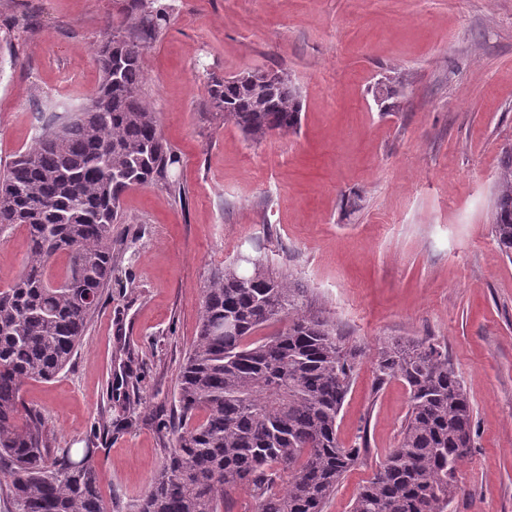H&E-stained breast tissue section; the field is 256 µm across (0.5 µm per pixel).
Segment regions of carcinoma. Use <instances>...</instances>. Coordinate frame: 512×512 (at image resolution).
Returning a JSON list of instances; mask_svg holds the SVG:
<instances>
[{
  "label": "carcinoma",
  "instance_id": "obj_1",
  "mask_svg": "<svg viewBox=\"0 0 512 512\" xmlns=\"http://www.w3.org/2000/svg\"><path fill=\"white\" fill-rule=\"evenodd\" d=\"M166 0H122L97 46L96 95L0 172V234L22 227L26 258L0 289V477L11 512H112L100 492L94 449L49 445L48 420L21 389L70 362L112 280V225L124 194L176 186L180 158L144 99L142 57L170 24ZM256 84L208 74L210 107L250 142L300 123L289 80ZM493 230L512 259V154L497 181ZM236 323L224 332V320ZM273 328L263 336L258 332ZM328 318L284 274L234 263L203 289L195 339L180 371L172 446L132 512H323L365 451L341 443L336 421L359 368ZM376 381L399 378L410 405L401 437L357 490L350 512H445L473 444V414L448 348L428 340L383 344Z\"/></svg>",
  "mask_w": 512,
  "mask_h": 512
}]
</instances>
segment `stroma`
I'll return each instance as SVG.
<instances>
[{"instance_id": "1", "label": "stroma", "mask_w": 512, "mask_h": 512, "mask_svg": "<svg viewBox=\"0 0 512 512\" xmlns=\"http://www.w3.org/2000/svg\"><path fill=\"white\" fill-rule=\"evenodd\" d=\"M167 2L144 97L180 158L179 187L126 193L81 345L56 379L22 389L53 446L93 444L106 502L144 496L202 291L251 253L362 351L336 430L368 447L325 512H350L400 438L409 390L376 386L374 361L407 339L447 345L472 407L475 443L446 512H512V260L492 228L512 153V0ZM119 6L0 0V169L95 92V48ZM245 68L291 74L297 130L254 144L212 118L207 72Z\"/></svg>"}]
</instances>
